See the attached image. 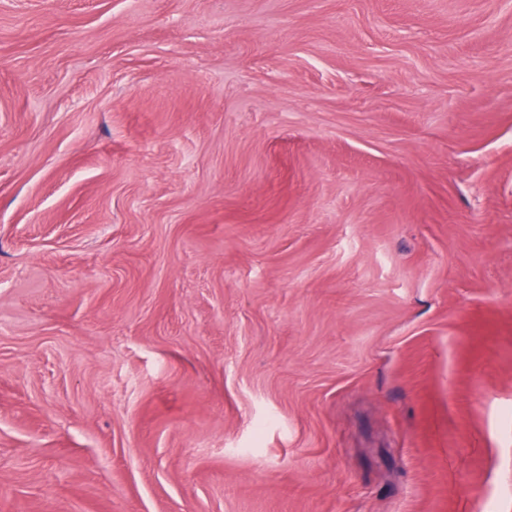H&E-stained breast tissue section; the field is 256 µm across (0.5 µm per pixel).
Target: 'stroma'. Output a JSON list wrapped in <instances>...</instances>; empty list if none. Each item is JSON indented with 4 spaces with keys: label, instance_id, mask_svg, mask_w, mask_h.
I'll list each match as a JSON object with an SVG mask.
<instances>
[{
    "label": "stroma",
    "instance_id": "stroma-1",
    "mask_svg": "<svg viewBox=\"0 0 512 512\" xmlns=\"http://www.w3.org/2000/svg\"><path fill=\"white\" fill-rule=\"evenodd\" d=\"M512 512V0H0V512Z\"/></svg>",
    "mask_w": 512,
    "mask_h": 512
}]
</instances>
